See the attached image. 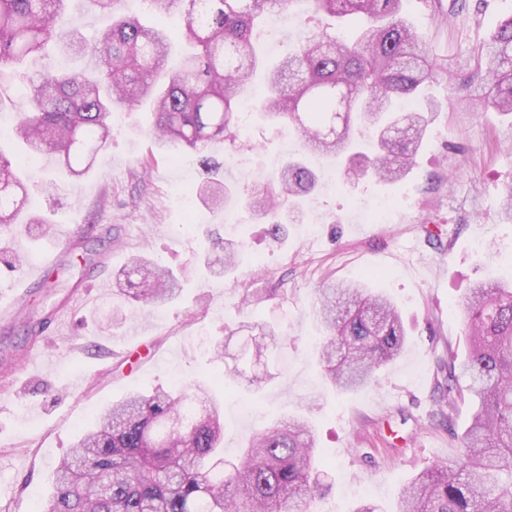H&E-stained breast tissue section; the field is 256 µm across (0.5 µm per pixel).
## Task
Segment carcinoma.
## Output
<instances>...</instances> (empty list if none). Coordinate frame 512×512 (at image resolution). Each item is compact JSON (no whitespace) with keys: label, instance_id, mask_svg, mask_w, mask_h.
Listing matches in <instances>:
<instances>
[{"label":"carcinoma","instance_id":"obj_1","mask_svg":"<svg viewBox=\"0 0 512 512\" xmlns=\"http://www.w3.org/2000/svg\"><path fill=\"white\" fill-rule=\"evenodd\" d=\"M67 0H0V107L17 106L13 133L29 156H48L71 176L87 174L109 143L118 109L151 105L156 148L201 153L239 127L238 101L265 71L257 94L259 116L291 132L301 150L353 154V126L374 139L347 182L371 177L393 182L404 174L426 135L438 104L425 95L442 75L469 71L461 104L490 105L512 114V14L470 56L446 68L429 58L420 35L401 14V0H306L314 13L356 26L312 32L273 66L264 64L253 34L265 16L299 0H149L160 14H177L186 28L179 68L168 67L169 33L136 15H117L119 0H92L111 18L88 44L67 46L89 59L77 71L18 70L41 59L58 38L54 25ZM18 161L0 151V228L9 229L28 198ZM318 177L303 157L284 162L244 202L273 217L268 234L280 239V201L315 189ZM202 199H232L221 181L199 187ZM207 267L226 274L239 254L224 241L212 246ZM118 292L150 304L173 299L180 279L156 260L134 258ZM316 310L327 333L319 357L341 392L368 388L376 372L396 359L406 337L400 316L381 292L357 284L319 289ZM464 319L468 351L462 375L455 355L439 364L445 386L441 407L453 412L467 397L471 422L459 437L455 465L437 464L409 482L397 512H512V280L479 281L469 289ZM221 404L202 386L187 394L174 385L151 394L130 392L104 407L54 469L45 512H315L328 484L308 421L291 416L258 431L236 461L224 459Z\"/></svg>","mask_w":512,"mask_h":512}]
</instances>
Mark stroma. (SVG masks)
I'll return each instance as SVG.
<instances>
[{
    "label": "stroma",
    "instance_id": "35a3bbf8",
    "mask_svg": "<svg viewBox=\"0 0 512 512\" xmlns=\"http://www.w3.org/2000/svg\"><path fill=\"white\" fill-rule=\"evenodd\" d=\"M449 2H402L444 64L468 55L505 11L503 0H465L451 16ZM427 93L439 107L401 180L365 179L335 192L317 185L277 241L250 210L200 200L205 173L195 152L152 155L143 109L120 111L108 147L81 179L50 158L29 160V210L53 214L56 231L0 234V256L56 262L52 287L27 290L20 272L0 265V512H42L56 463L104 406L176 382L222 388L228 458L268 421L308 417L331 465L318 512H353L355 485L371 486L372 500L393 512L413 477L453 463L460 445L449 433L468 426L472 408L465 401L452 417L440 415L436 361L451 351L466 356L469 286L512 275V223L497 215L512 184V115L453 111L456 92L444 79ZM291 149L287 132L248 119L212 149L215 177L246 192ZM381 201L392 205L386 223L358 220L356 204ZM216 235L241 254L227 275L204 268L202 247ZM487 245L495 264L485 261ZM135 256L177 271L178 297L144 312L122 302L114 282ZM350 281L392 300L407 341L376 386L340 394L318 361L314 309L318 289ZM254 322L275 327L276 349L268 361L245 364L238 382L223 383L225 365L252 345ZM218 342L219 359L211 349Z\"/></svg>",
    "mask_w": 512,
    "mask_h": 512
}]
</instances>
